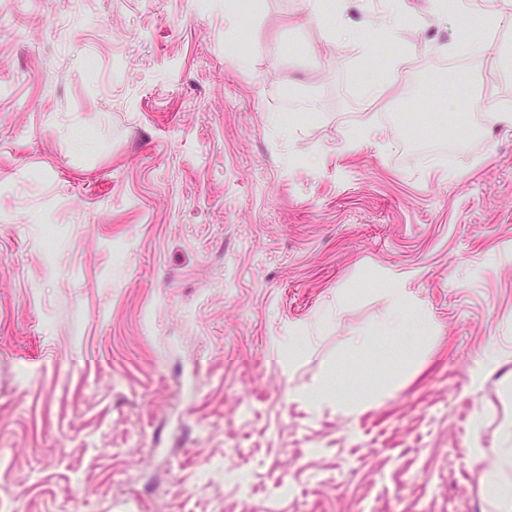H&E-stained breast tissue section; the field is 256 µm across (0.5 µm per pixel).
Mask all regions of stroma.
Listing matches in <instances>:
<instances>
[{
    "label": "stroma",
    "instance_id": "35a3bbf8",
    "mask_svg": "<svg viewBox=\"0 0 512 512\" xmlns=\"http://www.w3.org/2000/svg\"><path fill=\"white\" fill-rule=\"evenodd\" d=\"M410 5L360 57L303 0H0V512H491L468 451L512 448V68ZM455 65L467 97L433 102ZM452 105L481 137L413 150ZM395 296L402 335L356 350ZM326 359L339 398L397 387L313 410ZM396 80H383L364 88V96L375 104L386 107L398 90Z\"/></svg>",
    "mask_w": 512,
    "mask_h": 512
}]
</instances>
